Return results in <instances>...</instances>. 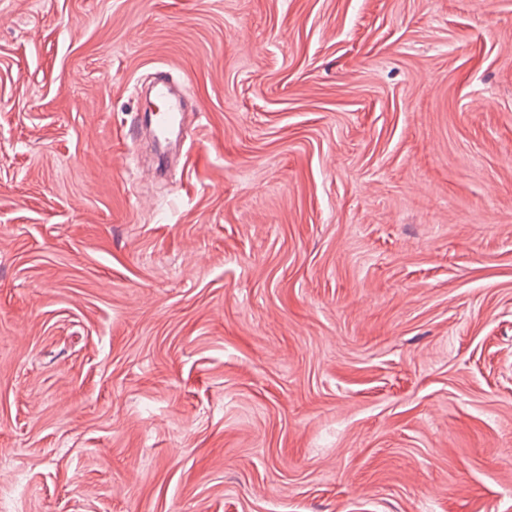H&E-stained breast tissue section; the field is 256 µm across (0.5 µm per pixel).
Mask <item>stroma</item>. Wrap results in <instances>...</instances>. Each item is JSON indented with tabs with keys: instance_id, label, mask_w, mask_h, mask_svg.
I'll list each match as a JSON object with an SVG mask.
<instances>
[{
	"instance_id": "35a3bbf8",
	"label": "stroma",
	"mask_w": 512,
	"mask_h": 512,
	"mask_svg": "<svg viewBox=\"0 0 512 512\" xmlns=\"http://www.w3.org/2000/svg\"><path fill=\"white\" fill-rule=\"evenodd\" d=\"M1 472L6 512H512V0H0ZM154 95L162 102V106L155 111L153 116L155 132L160 137H166L173 130H180L183 113L180 111L178 102L170 101V91L167 86H156Z\"/></svg>"
}]
</instances>
